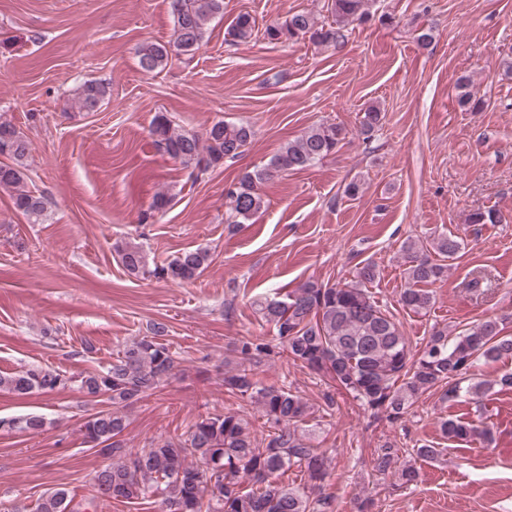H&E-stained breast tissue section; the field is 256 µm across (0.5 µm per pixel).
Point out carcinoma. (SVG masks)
Wrapping results in <instances>:
<instances>
[{
    "mask_svg": "<svg viewBox=\"0 0 512 512\" xmlns=\"http://www.w3.org/2000/svg\"><path fill=\"white\" fill-rule=\"evenodd\" d=\"M369 0H331L333 21L320 22L307 12H295L265 29L273 43L307 37L320 46H334L345 38V27L364 23L370 16ZM177 55L193 57L202 45L209 21L224 14V0H172ZM255 19L239 14L224 32V40L243 42L251 37ZM170 50L160 43L139 47L140 68L152 73L167 65ZM106 95L98 82L84 85L78 108L94 110ZM459 102L476 109L482 103L478 90L464 80ZM384 115L376 106L363 112L360 135L368 140L382 126ZM151 134L155 145L185 167L206 171L239 157L251 142L253 131L244 123L215 122L205 136L177 129L165 114H157ZM346 139L345 128L334 123L311 126L287 142L262 169L247 171L224 187L229 218L244 224L264 207L260 185L283 172L304 170L335 154ZM30 143L8 119L0 116V155L11 159L0 164V188L10 192L14 208L32 223L40 224L47 213L43 196L35 194L26 181ZM472 224H500L502 215L478 209L470 214ZM462 248L461 241L442 234L432 247L408 239L400 246L406 265V286L399 303L415 314L427 313L434 296L427 285L444 278L452 260ZM124 269L135 277H158L187 281L208 266L207 251L187 249L167 264L149 266L143 249L132 243L114 246ZM379 272L366 262L356 267L353 279L333 285L307 281L300 287L259 303L262 318L277 331L280 347L262 340H247L235 346V358L224 359V391L247 400L266 418L268 433L257 439L253 423L240 412L201 415L186 438L160 440L148 448L131 449L117 440L127 426L125 410L155 391L177 367L171 348L160 341L164 328L155 324L150 334L126 343L109 367L89 372L78 379L56 371L33 367L13 376H0V390L18 396L35 390L53 391L75 382L90 398L108 396L112 408L99 411L81 426L86 442L112 457V463L95 476V486L104 500L131 501L167 492L166 512H333V501L325 492L331 476L332 459L297 432L298 424L312 415V406L299 394L267 386L257 367L275 353H281L310 372L327 377L338 389L351 395L374 415L384 413L400 419L426 393L441 389V398L457 402L461 392L479 395L494 386L512 389V372L498 379L478 381L467 377L476 364L495 361L512 354V338L501 335L495 319L476 323L452 335L448 327L434 328L426 345L411 354L406 336L384 314L370 285ZM467 387H462V383ZM45 425L37 414L1 419L0 428L35 433ZM444 437L465 440L487 438V431L474 420L448 418L440 421ZM401 449L390 444L374 454L373 470L398 474L410 485L417 479L414 468L398 465ZM296 468L304 483L296 486L282 479ZM34 512H75L65 490L57 489L38 499Z\"/></svg>",
    "mask_w": 512,
    "mask_h": 512,
    "instance_id": "obj_1",
    "label": "carcinoma"
}]
</instances>
